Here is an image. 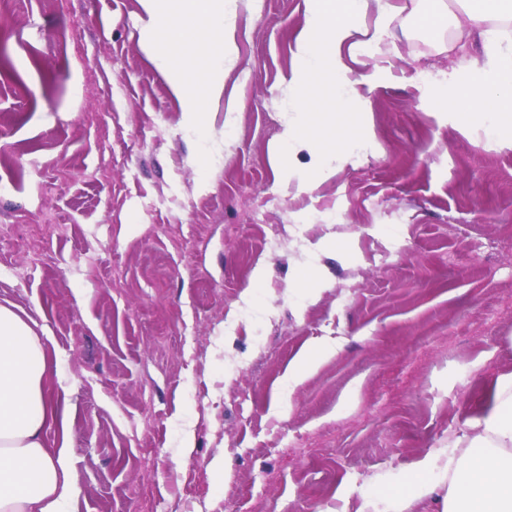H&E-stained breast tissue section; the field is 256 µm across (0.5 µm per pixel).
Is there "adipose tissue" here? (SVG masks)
Masks as SVG:
<instances>
[{
  "label": "adipose tissue",
  "mask_w": 512,
  "mask_h": 512,
  "mask_svg": "<svg viewBox=\"0 0 512 512\" xmlns=\"http://www.w3.org/2000/svg\"><path fill=\"white\" fill-rule=\"evenodd\" d=\"M140 35L162 45L169 84L181 105V125L207 135L210 105L224 93L227 38L225 0H140ZM398 7L392 0H308L296 38V64L288 78L293 117L284 125L279 156L305 148L314 175L299 192L315 188V174L354 163L352 149L332 150L325 135L307 133L310 122L336 115L357 119L365 104L347 59L382 55ZM374 14L372 26L363 19ZM487 65L478 78L449 74L448 107L463 131L479 130L512 149V36L485 38ZM52 355L33 326L0 304V512H66L80 492L67 442L49 447L50 432L67 428L68 389H54ZM452 446L411 466L408 493L363 497L358 512H411L444 487L440 512H512V373L498 377L494 403L467 420Z\"/></svg>",
  "instance_id": "1"
}]
</instances>
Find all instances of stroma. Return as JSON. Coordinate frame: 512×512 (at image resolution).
<instances>
[{
    "mask_svg": "<svg viewBox=\"0 0 512 512\" xmlns=\"http://www.w3.org/2000/svg\"><path fill=\"white\" fill-rule=\"evenodd\" d=\"M394 2L386 72H352L366 145L302 194L307 151L276 146L306 0H237L205 158L139 0L0 12V304L52 338L71 392L70 512H356L491 408L512 372V151L423 86L485 64L479 35L420 22L456 0ZM305 265L321 288L303 306ZM326 338L341 349L288 389Z\"/></svg>",
    "mask_w": 512,
    "mask_h": 512,
    "instance_id": "stroma-1",
    "label": "stroma"
}]
</instances>
